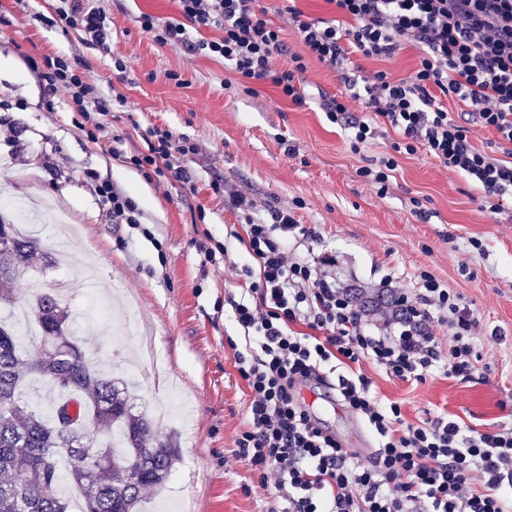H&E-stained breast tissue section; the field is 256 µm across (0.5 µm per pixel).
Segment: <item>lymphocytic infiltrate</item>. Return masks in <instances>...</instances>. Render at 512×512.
I'll use <instances>...</instances> for the list:
<instances>
[{
	"label": "lymphocytic infiltrate",
	"mask_w": 512,
	"mask_h": 512,
	"mask_svg": "<svg viewBox=\"0 0 512 512\" xmlns=\"http://www.w3.org/2000/svg\"><path fill=\"white\" fill-rule=\"evenodd\" d=\"M178 2L181 21L144 13L141 28L158 45L223 60L246 90L270 86L300 107L306 103L308 59L334 69L349 97L365 108L364 115H353L338 98L326 106L328 119L347 130L351 150L361 151L387 125L400 136L391 155L360 170L379 193L388 190L396 153L422 151L470 178L490 212L512 196V164L473 147L466 126L449 118L435 98L439 92L456 95L477 123L512 143V0H328L342 16L334 24L306 20L291 5L286 26L299 34L301 54L290 52L283 28L260 0ZM54 18L108 47L112 33L98 0H56L52 15H32L41 24ZM206 29L213 37H203ZM406 43L420 49L408 77L380 71L361 85L347 67L348 48L383 58ZM278 56L287 57L286 66H274ZM31 68L47 100L62 90L82 117L110 112L109 97L69 57L47 56ZM151 134L157 143L137 166L191 183L182 158L197 153V145L181 143L167 130ZM270 215L267 221L250 217L244 226L252 263L236 274L249 280V294L231 303L237 324L256 342L235 360L250 392L251 414L236 444L259 486L277 500L270 512H512V498L502 493L512 488V427L477 431L442 418L409 422L400 404L371 396L370 380L358 370L368 361L400 381H424L435 368L473 379L476 320L470 307L424 273L419 288L400 297L408 314L383 312L381 330H372L371 311L356 299L358 286L324 274L335 257L303 258L291 248L297 238L317 240V229L297 223L287 207ZM435 323L447 326L449 348L432 331ZM333 360L354 371L339 377L338 402L377 436V450L365 463L355 461L300 399L302 386L327 384L322 368Z\"/></svg>",
	"instance_id": "obj_1"
}]
</instances>
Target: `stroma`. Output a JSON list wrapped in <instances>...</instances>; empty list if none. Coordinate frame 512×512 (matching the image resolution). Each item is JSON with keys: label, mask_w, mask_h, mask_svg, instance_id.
Here are the masks:
<instances>
[{"label": "stroma", "mask_w": 512, "mask_h": 512, "mask_svg": "<svg viewBox=\"0 0 512 512\" xmlns=\"http://www.w3.org/2000/svg\"><path fill=\"white\" fill-rule=\"evenodd\" d=\"M51 0H0V212L41 238L72 230L66 266L37 267L14 284L27 298L33 282L51 288L72 282L65 304L71 326L92 364L128 362L136 410L155 419L160 440L176 441L180 458L163 489L145 490L144 512H265L257 476L238 456L236 440L249 427L248 387L235 367L244 349L229 296L245 283L225 267L251 258L239 239L246 217L215 196L219 179L263 210L287 206L298 223L317 226L307 250L336 251L340 278L375 293L418 288L429 273L458 294L477 320L478 373L468 382L434 369L425 381L403 382L371 363L362 370L378 400L398 402L409 421L437 417L477 430L512 425V203L492 214L469 179L425 153L402 154L386 195L359 174L390 153L395 132L361 152L331 123L325 100L342 97L336 72L309 60L303 75L307 103L298 107L263 87L250 94L226 88L233 74L222 61L156 44L138 18L179 19L178 0H101L110 22V51L87 44L77 30L32 20ZM62 54L78 59L104 93L120 98L88 136L66 95L46 109L31 61ZM123 59L125 80L115 75ZM360 79L378 71L409 76L412 48L389 58L352 53ZM182 73L183 85L168 80ZM171 130L197 144L187 159L186 186L140 168L134 157L151 147L148 128ZM122 153L113 155L112 140ZM112 184L139 209L135 224L113 223L96 188ZM224 247L227 258L205 261L203 248ZM302 397L322 425L367 458L375 436L332 400L325 387Z\"/></svg>", "instance_id": "35a3bbf8"}]
</instances>
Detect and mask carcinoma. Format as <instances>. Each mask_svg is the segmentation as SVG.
<instances>
[{
	"instance_id": "obj_1",
	"label": "carcinoma",
	"mask_w": 512,
	"mask_h": 512,
	"mask_svg": "<svg viewBox=\"0 0 512 512\" xmlns=\"http://www.w3.org/2000/svg\"><path fill=\"white\" fill-rule=\"evenodd\" d=\"M0 226L8 235V247L0 249V306L19 304L12 284L38 263L55 261L41 240L23 234L0 214ZM37 335L51 337L57 353L35 360L25 357L12 318L0 320V399L10 400L0 408V512H14L17 490L28 489L29 512H67L57 494L59 461L83 500L82 512H140L141 492L164 487L179 460L173 443L160 441L152 421L132 412L126 382L88 363L86 351L73 338L70 313L50 288L28 301ZM29 378H37L61 389L65 398L52 408L71 403L81 421H89L106 436L118 431L124 450L99 441L95 433L78 429L72 433L55 425L54 415H45L21 400ZM137 455L138 477L128 481L124 468ZM23 479H17V475Z\"/></svg>"
}]
</instances>
